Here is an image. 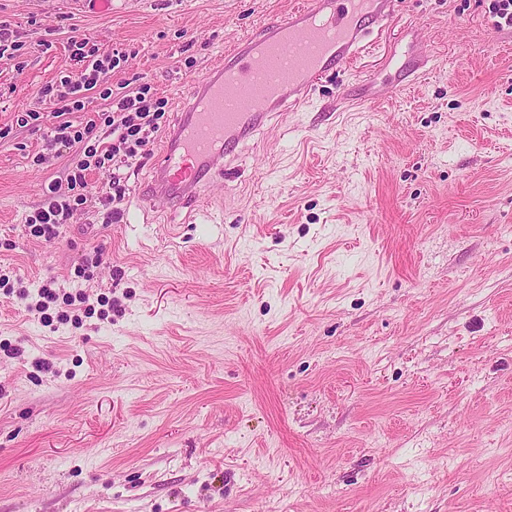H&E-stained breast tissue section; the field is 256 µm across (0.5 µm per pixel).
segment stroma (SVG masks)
Returning a JSON list of instances; mask_svg holds the SVG:
<instances>
[{
  "mask_svg": "<svg viewBox=\"0 0 512 512\" xmlns=\"http://www.w3.org/2000/svg\"><path fill=\"white\" fill-rule=\"evenodd\" d=\"M294 2L0 0L23 43L0 58V512H512V30L490 0H403L390 41L429 71L392 92L379 48L324 78L210 188L217 222L127 198L104 223L94 172L59 238L22 234L73 152L35 165L51 125L17 118L75 71L72 37L125 53L108 87L151 85L172 122ZM363 72L371 103L337 109ZM51 281L81 322L17 294Z\"/></svg>",
  "mask_w": 512,
  "mask_h": 512,
  "instance_id": "stroma-1",
  "label": "stroma"
}]
</instances>
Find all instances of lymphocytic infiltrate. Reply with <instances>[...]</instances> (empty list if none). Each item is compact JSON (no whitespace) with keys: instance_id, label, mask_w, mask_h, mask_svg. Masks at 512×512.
Returning a JSON list of instances; mask_svg holds the SVG:
<instances>
[{"instance_id":"f902f5d3","label":"lymphocytic infiltrate","mask_w":512,"mask_h":512,"mask_svg":"<svg viewBox=\"0 0 512 512\" xmlns=\"http://www.w3.org/2000/svg\"><path fill=\"white\" fill-rule=\"evenodd\" d=\"M71 47L72 57L78 65L74 77L63 78L56 86L50 84L40 88L39 96L49 107L47 113L26 112L20 118L24 125L50 119L51 145L78 149L65 179L44 185L40 204L25 219L26 235L47 242L59 237L62 228L86 203L87 175L92 170L108 178V189L100 199L107 209L106 223L121 221L120 204L128 188L120 170L147 154L164 124L168 105L167 99L157 96L147 84L116 93L103 88L104 78L109 71L120 67L126 59L125 54L98 55L96 46L86 37L72 40ZM97 87L102 88L104 99L109 100V110L102 113L98 121L87 122L82 127L67 121V114L84 110L85 91ZM100 124L109 128L110 144L101 143L95 136L94 131Z\"/></svg>"}]
</instances>
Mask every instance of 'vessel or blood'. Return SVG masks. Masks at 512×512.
<instances>
[{"label": "vessel or blood", "instance_id": "obj_1", "mask_svg": "<svg viewBox=\"0 0 512 512\" xmlns=\"http://www.w3.org/2000/svg\"><path fill=\"white\" fill-rule=\"evenodd\" d=\"M400 0H298L264 23L187 89L150 178L133 202L150 213L208 211L215 181L287 111L306 107L316 85L362 54L397 16Z\"/></svg>", "mask_w": 512, "mask_h": 512}]
</instances>
